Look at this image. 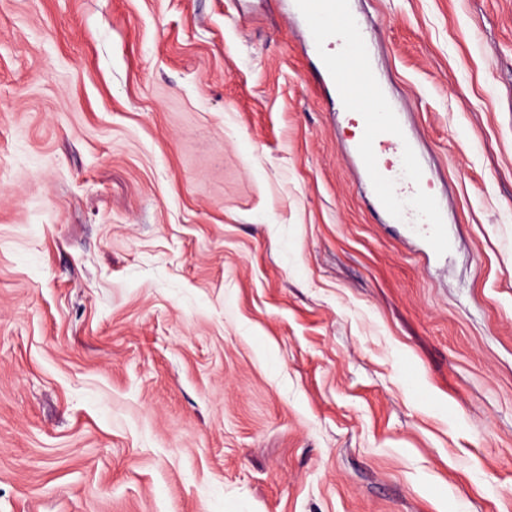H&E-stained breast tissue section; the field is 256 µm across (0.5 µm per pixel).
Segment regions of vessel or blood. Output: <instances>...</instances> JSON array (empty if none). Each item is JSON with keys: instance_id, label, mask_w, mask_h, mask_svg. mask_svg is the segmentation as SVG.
<instances>
[{"instance_id": "b4317fda", "label": "vessel or blood", "mask_w": 512, "mask_h": 512, "mask_svg": "<svg viewBox=\"0 0 512 512\" xmlns=\"http://www.w3.org/2000/svg\"><path fill=\"white\" fill-rule=\"evenodd\" d=\"M317 2L319 11L308 17L307 23L319 35V51H326L332 45L347 50L358 31L346 10V0ZM338 83L347 91L360 89L368 103L384 96L376 72L364 56L358 57L355 69L339 78ZM357 117L366 138L357 150L362 166L370 175L376 204L398 223L416 216L428 227L433 249L444 250L446 214L436 202L419 197L418 190L427 172L413 147L405 143L403 129L394 112L388 109L378 112L367 104L358 109Z\"/></svg>"}]
</instances>
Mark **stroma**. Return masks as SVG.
Listing matches in <instances>:
<instances>
[{
  "label": "stroma",
  "mask_w": 512,
  "mask_h": 512,
  "mask_svg": "<svg viewBox=\"0 0 512 512\" xmlns=\"http://www.w3.org/2000/svg\"><path fill=\"white\" fill-rule=\"evenodd\" d=\"M348 6L447 252L284 0H0V512H512V0ZM323 67L335 79L337 76L338 84L348 93L353 88H360L368 101L380 99L383 102L384 112H376L366 106L357 109L356 113L367 140L366 143H359L357 150L362 166L370 175L376 204L397 223L425 224L429 228L428 237L433 249L444 250L447 244V229L443 225L446 224V213L436 202L424 197L417 202L416 196L423 181L427 179V171L413 147L404 141L402 126L396 119V112H391L370 61L367 57H358L356 68L344 77H341L342 72H337L336 68ZM389 138L395 139L396 144L401 145L394 170L393 165L382 162L375 149L376 143L390 142ZM400 185L404 187L401 188ZM406 190L407 194L404 195ZM408 199L413 202V208H409ZM412 214L419 220L405 222Z\"/></svg>",
  "instance_id": "1"
}]
</instances>
